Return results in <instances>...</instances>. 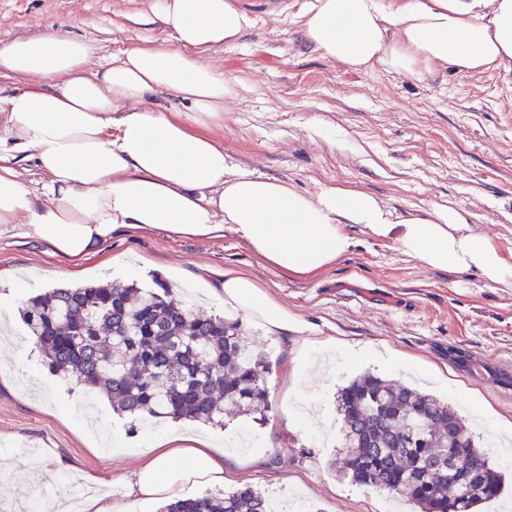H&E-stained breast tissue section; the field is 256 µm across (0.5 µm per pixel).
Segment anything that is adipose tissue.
<instances>
[{"label":"adipose tissue","mask_w":512,"mask_h":512,"mask_svg":"<svg viewBox=\"0 0 512 512\" xmlns=\"http://www.w3.org/2000/svg\"><path fill=\"white\" fill-rule=\"evenodd\" d=\"M154 22L177 48L138 46L91 65L86 42L55 34L0 46V147L31 154L45 177L33 193L0 157V224H22L64 259L100 253L118 229L212 238L232 229L281 273L306 277L356 246L347 225L390 241L432 269L474 271L512 287V259L474 232L462 211L396 216L350 186L302 190L227 162L211 133L224 121L234 81L204 62L251 23L238 0H156ZM305 40L351 69L382 66L409 78L440 67L462 73L512 67V0H315L302 12ZM175 94L185 112L156 98ZM209 294L276 335L298 319L250 275L207 282ZM131 495L178 497L188 482L220 485L224 459L207 442L170 431L139 449Z\"/></svg>","instance_id":"adipose-tissue-1"}]
</instances>
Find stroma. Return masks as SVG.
Wrapping results in <instances>:
<instances>
[{"instance_id": "obj_1", "label": "stroma", "mask_w": 512, "mask_h": 512, "mask_svg": "<svg viewBox=\"0 0 512 512\" xmlns=\"http://www.w3.org/2000/svg\"><path fill=\"white\" fill-rule=\"evenodd\" d=\"M250 25L204 60L237 84L214 128L228 162L298 188H359L408 217L433 207L463 210L473 230L512 254V68L461 74L448 68L422 79L382 67L354 71L328 59L301 35L306 0H246ZM153 0H0V45L56 31L84 39L94 64L134 46L176 48L174 36L151 22ZM333 127L332 144L314 132ZM358 245L336 265L300 279L282 274L233 231L209 240L171 238L129 229L98 255L72 265L18 225L0 224V343L15 350L14 378L0 381V512H42L44 502L95 478L122 512H158L159 501L124 492L139 465L136 454L172 429L167 419L130 421L97 393L49 372L18 312L14 295L58 285L137 282L162 277L176 299L222 316L200 279L225 270L250 273L301 322L271 336L244 330L270 364L266 420L226 419L187 429L215 444L234 431L252 438L224 463V488L260 489L273 502L297 497L299 512H411L409 503L334 474L341 447L336 392L369 371L448 400L489 462L512 475L500 448L512 446V387L478 380L448 362L455 346L512 372V288L478 273L434 270L400 255L392 243L351 225ZM123 254L126 267L112 265ZM332 339L345 364L317 395L292 386L293 352L310 337ZM326 413L333 434L304 419L303 403Z\"/></svg>"}]
</instances>
